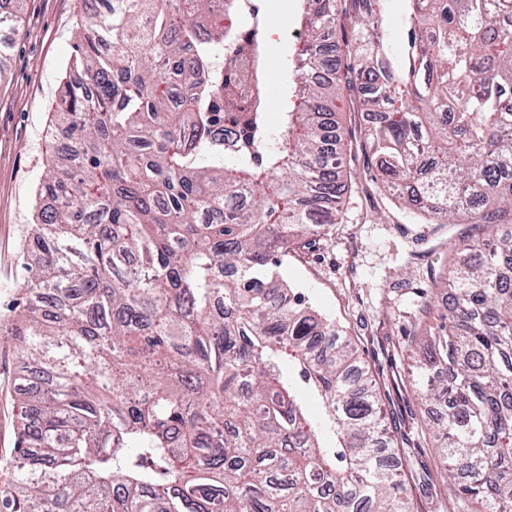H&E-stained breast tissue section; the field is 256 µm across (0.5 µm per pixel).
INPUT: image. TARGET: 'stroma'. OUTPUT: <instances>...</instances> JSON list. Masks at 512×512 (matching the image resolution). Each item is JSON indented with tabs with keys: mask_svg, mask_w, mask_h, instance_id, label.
<instances>
[{
	"mask_svg": "<svg viewBox=\"0 0 512 512\" xmlns=\"http://www.w3.org/2000/svg\"><path fill=\"white\" fill-rule=\"evenodd\" d=\"M262 15L275 17L267 30L265 64L271 99H279L287 45L296 44L295 0H254ZM91 0H26L21 34L1 32L10 41L0 56V328L13 318L21 264L34 244L29 238L37 183L50 156L47 129L62 87L77 30ZM357 154L356 172L336 228L314 238L280 269L283 279L305 293L334 319L358 347L381 392L387 421L414 467L426 469L432 484L409 483L417 512H446L434 481L444 466L429 447L423 428L432 409L410 387L413 372L405 349L407 331L429 335L416 322L428 265L448 259L457 224L435 226L381 195ZM19 353L0 343V476L12 458L22 396L18 391Z\"/></svg>",
	"mask_w": 512,
	"mask_h": 512,
	"instance_id": "obj_1",
	"label": "stroma"
}]
</instances>
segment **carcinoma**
<instances>
[{
    "mask_svg": "<svg viewBox=\"0 0 512 512\" xmlns=\"http://www.w3.org/2000/svg\"><path fill=\"white\" fill-rule=\"evenodd\" d=\"M278 128L234 0H107L72 46L39 182V252L0 512H414L358 350L278 272L336 223L347 96L388 196L468 228L431 274L417 396L448 512H512V0H300ZM0 28L16 32L25 0ZM291 352L298 378L281 369ZM321 400L305 410L298 382ZM385 32L389 40L398 42L405 32L404 2L402 0H383Z\"/></svg>",
    "mask_w": 512,
    "mask_h": 512,
    "instance_id": "carcinoma-1",
    "label": "carcinoma"
}]
</instances>
